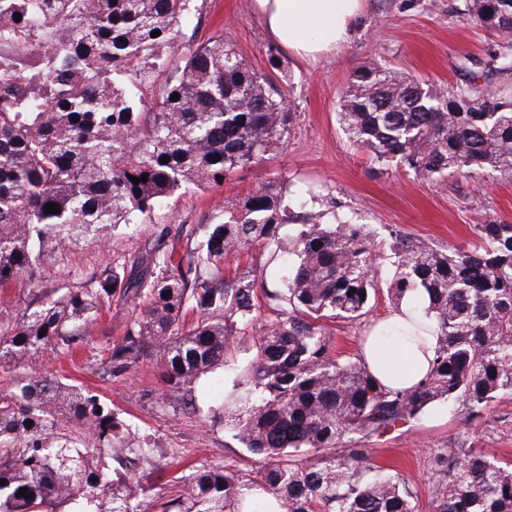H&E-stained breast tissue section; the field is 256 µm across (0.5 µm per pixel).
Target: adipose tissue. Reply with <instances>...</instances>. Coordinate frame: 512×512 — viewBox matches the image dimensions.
<instances>
[{"mask_svg": "<svg viewBox=\"0 0 512 512\" xmlns=\"http://www.w3.org/2000/svg\"><path fill=\"white\" fill-rule=\"evenodd\" d=\"M365 0H253L272 39L295 56L315 60L347 44ZM364 360L384 384L408 387L426 372L429 356L415 348H391L377 355L364 348Z\"/></svg>", "mask_w": 512, "mask_h": 512, "instance_id": "adipose-tissue-1", "label": "adipose tissue"}]
</instances>
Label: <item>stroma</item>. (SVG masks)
<instances>
[{"instance_id":"obj_1","label":"stroma","mask_w":512,"mask_h":512,"mask_svg":"<svg viewBox=\"0 0 512 512\" xmlns=\"http://www.w3.org/2000/svg\"><path fill=\"white\" fill-rule=\"evenodd\" d=\"M465 0H367L352 41L333 56L310 64L276 45L253 12V0H192L183 44L198 45L221 35L254 70L271 75L294 113L280 145L256 164L231 171L223 184L188 187L169 197L151 220L109 235L99 245H72L46 262L48 286L103 269L114 256L137 253L145 243L173 240L190 228L213 223L220 207L235 204L271 182L296 192L313 189L322 202L356 224L369 225L380 248L390 230L439 247L469 245L474 227L498 218L512 221V180L487 170L474 178L448 176L435 183L403 168L378 171L367 152L353 149L339 123V105L353 72L368 61L448 88L460 83L464 61L483 69L498 38L470 23ZM392 307L379 298L364 322L333 323V344L357 357L372 323L386 321ZM37 369L83 383L157 440L165 455L137 473L150 501L167 495L172 479L194 467L232 466L243 478L261 469L262 456L230 438L207 414L160 410L163 385L151 360L116 379L82 370L80 361L46 354ZM380 464L405 477L417 512H434L435 457L446 448H477L512 458V394L496 398L482 417L440 403L418 421L367 442Z\"/></svg>"}]
</instances>
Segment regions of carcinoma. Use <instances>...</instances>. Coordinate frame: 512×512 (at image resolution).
Returning a JSON list of instances; mask_svg holds the SVG:
<instances>
[{
  "label": "carcinoma",
  "instance_id": "cac0c4a2",
  "mask_svg": "<svg viewBox=\"0 0 512 512\" xmlns=\"http://www.w3.org/2000/svg\"><path fill=\"white\" fill-rule=\"evenodd\" d=\"M465 2L468 19L500 39L485 66L511 73L512 0ZM189 10L190 0H0V46L10 48L0 53V287L28 288L17 315L0 316V512H147L136 469L153 463L151 437L94 391L35 370L47 352L89 346L87 326L114 301L131 316L84 369L118 378L151 358L164 383L156 403L183 414L201 411L200 382L227 377L223 404L207 412L265 460L247 480L220 463L177 477L161 512H415L405 479L352 443L439 402L479 417L512 393V222L477 224L475 244L447 250L390 233L382 289L369 225L269 184L224 206L199 236L146 245L76 285L45 286V257L151 218L186 186L223 183L289 130L293 112L276 81L224 36L174 64L162 59ZM479 80L473 71L444 89L367 62L340 123L384 168L401 164L435 182L488 169L512 178V97ZM156 82V99L135 92ZM289 220L286 250L279 229ZM257 246L273 252L284 287L224 275L225 257ZM413 291L424 297L422 316L373 339L418 345L431 334L437 345L420 382L391 388L362 358L334 351L328 323L365 318L383 292L397 310ZM264 305L275 320L250 358L233 357ZM433 489L435 512H512V462L449 448L437 456Z\"/></svg>",
  "mask_w": 512,
  "mask_h": 512
}]
</instances>
